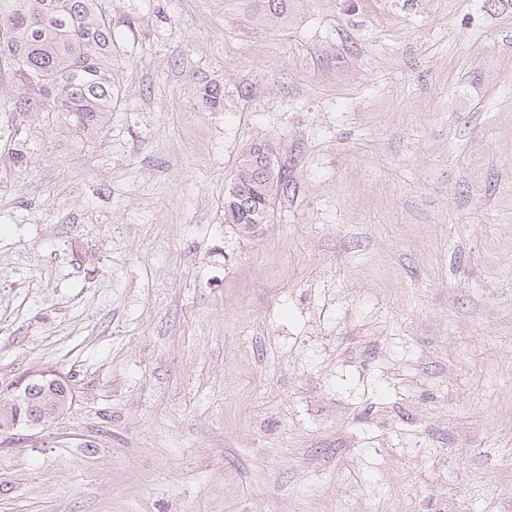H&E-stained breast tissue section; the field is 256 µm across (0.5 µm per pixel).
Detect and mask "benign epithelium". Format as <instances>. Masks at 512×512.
Returning a JSON list of instances; mask_svg holds the SVG:
<instances>
[{"label": "benign epithelium", "mask_w": 512, "mask_h": 512, "mask_svg": "<svg viewBox=\"0 0 512 512\" xmlns=\"http://www.w3.org/2000/svg\"><path fill=\"white\" fill-rule=\"evenodd\" d=\"M59 384L65 388L69 380L53 370H41L28 374L14 386L10 399L0 405V416L9 429L39 426L58 416L60 404L49 394L48 386Z\"/></svg>", "instance_id": "7a95c632"}]
</instances>
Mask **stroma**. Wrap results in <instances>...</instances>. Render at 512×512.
Masks as SVG:
<instances>
[{
	"mask_svg": "<svg viewBox=\"0 0 512 512\" xmlns=\"http://www.w3.org/2000/svg\"><path fill=\"white\" fill-rule=\"evenodd\" d=\"M103 6L99 134L0 78V393L76 387L0 433V512H512V0ZM262 3L259 19L270 25L281 23L288 15V0H258ZM255 142L246 147L238 160L235 175L230 183L237 192L233 205L224 195V221L233 224L240 233L257 232L256 224H266L273 212L274 198L288 192L290 173L288 164L280 165L260 161ZM51 383L52 388L62 385L67 390L69 380L53 370H41L28 374L23 381L12 387L10 399L1 400V419L5 418L9 430L35 427L47 423L60 413V404L47 389ZM43 399L39 401V398ZM16 411L18 414H16ZM24 414L21 415V412ZM0 419V431L1 430Z\"/></svg>",
	"mask_w": 512,
	"mask_h": 512,
	"instance_id": "stroma-1",
	"label": "stroma"
}]
</instances>
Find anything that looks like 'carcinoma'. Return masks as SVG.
Masks as SVG:
<instances>
[{"label": "carcinoma", "instance_id": "carcinoma-1", "mask_svg": "<svg viewBox=\"0 0 512 512\" xmlns=\"http://www.w3.org/2000/svg\"><path fill=\"white\" fill-rule=\"evenodd\" d=\"M259 19L270 25L288 15V0H260ZM112 25L102 0H0V70L19 76L25 95L14 112H56L84 136L101 131L112 115ZM224 94L208 86L201 101L210 109ZM237 195L224 198V223L251 235L273 212L274 198L288 192V166L260 161L256 144L246 147L231 181Z\"/></svg>", "mask_w": 512, "mask_h": 512}]
</instances>
